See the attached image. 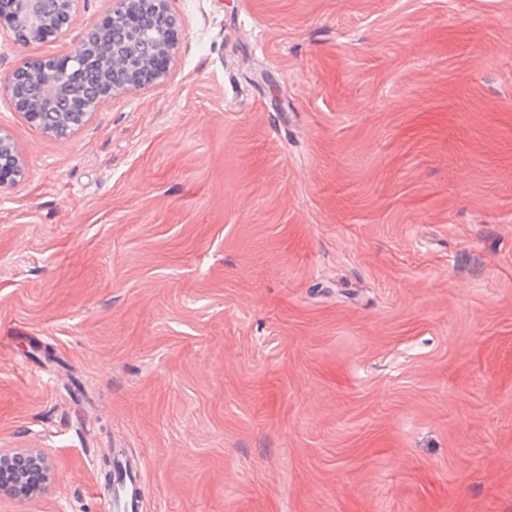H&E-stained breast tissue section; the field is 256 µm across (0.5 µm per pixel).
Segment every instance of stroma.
<instances>
[{
    "label": "stroma",
    "instance_id": "stroma-1",
    "mask_svg": "<svg viewBox=\"0 0 512 512\" xmlns=\"http://www.w3.org/2000/svg\"><path fill=\"white\" fill-rule=\"evenodd\" d=\"M171 7L70 140L0 100V448L55 474L0 512L117 452L141 512H512V0ZM25 175V161L11 133L0 127V190L18 184Z\"/></svg>",
    "mask_w": 512,
    "mask_h": 512
}]
</instances>
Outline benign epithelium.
<instances>
[{"instance_id": "7a95c632", "label": "benign epithelium", "mask_w": 512, "mask_h": 512, "mask_svg": "<svg viewBox=\"0 0 512 512\" xmlns=\"http://www.w3.org/2000/svg\"><path fill=\"white\" fill-rule=\"evenodd\" d=\"M83 0H58L57 10L43 14V0H0V34L10 35L15 42L33 46L39 40L56 37L74 29ZM156 12L168 26L151 28V49L140 65L127 73L120 83L103 82L89 87L71 81L72 73L86 67L89 55H104L106 49L89 43L91 31L112 32L127 36L138 26L142 15ZM180 40L177 19L170 0H112V10L102 16L93 29L81 32L77 49L70 55L35 58L15 68L0 86L15 111L26 123L55 139H67L98 112L104 102L130 87L159 85L169 69ZM37 75L62 88L66 95L81 103L78 112L60 114L56 124L46 119V109L27 98L23 84ZM25 175V161L11 133L0 127V189L18 184ZM49 465L41 448L20 450L0 448V499L24 502L42 493L48 484Z\"/></svg>"}]
</instances>
